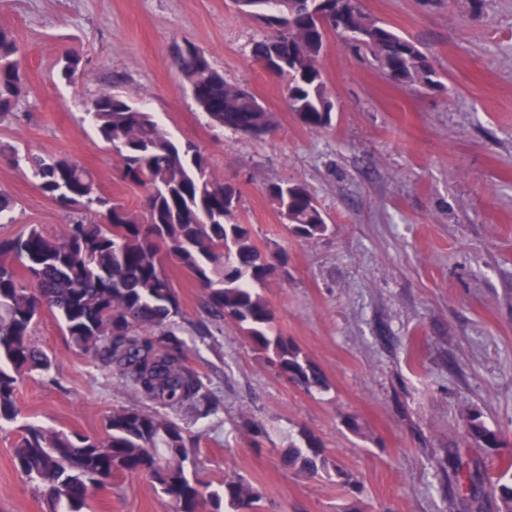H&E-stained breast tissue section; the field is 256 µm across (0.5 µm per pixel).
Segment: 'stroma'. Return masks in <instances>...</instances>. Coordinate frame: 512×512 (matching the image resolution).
Wrapping results in <instances>:
<instances>
[{
  "label": "stroma",
  "instance_id": "obj_1",
  "mask_svg": "<svg viewBox=\"0 0 512 512\" xmlns=\"http://www.w3.org/2000/svg\"><path fill=\"white\" fill-rule=\"evenodd\" d=\"M369 16L414 41L444 84L396 85L367 57L329 35L320 61L333 94L332 125L311 130L285 103L284 81L251 56L265 29L231 0H0V29L22 48L25 90L0 141L20 154L67 156L93 170L102 191L138 206L117 154L87 114L102 93L132 98L183 142L210 174L241 193L238 217L262 249L287 262L263 294L274 331L324 373L313 394L289 384L231 322L214 320L202 286L174 263L166 272L184 314L191 364L221 401L218 415L190 423L201 434L200 475L219 485L240 476L261 492L262 512H470L450 492L448 460L463 449L467 414L500 431L512 461V0H362ZM193 43L227 82L248 86L274 112V135L255 139L210 123L174 63ZM82 68L57 77L65 51ZM303 183L329 232L287 233L267 184ZM0 189L16 203L0 237L37 224L63 231L72 215L44 194L29 169L0 159ZM56 383L26 379L22 417L90 436L113 408L134 404L90 357L72 351L51 313L34 328ZM262 423L260 447L246 424ZM306 429L363 485L283 463L289 434ZM19 438L0 428V512H42L13 465ZM95 512H172L148 479L115 478Z\"/></svg>",
  "mask_w": 512,
  "mask_h": 512
}]
</instances>
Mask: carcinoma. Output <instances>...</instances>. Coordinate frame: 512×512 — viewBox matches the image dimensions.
I'll use <instances>...</instances> for the list:
<instances>
[{
  "label": "carcinoma",
  "instance_id": "cac0c4a2",
  "mask_svg": "<svg viewBox=\"0 0 512 512\" xmlns=\"http://www.w3.org/2000/svg\"><path fill=\"white\" fill-rule=\"evenodd\" d=\"M232 3L266 28L252 57L285 81L290 109L309 129L332 124L334 104L319 65L330 33L369 55L398 85L441 86L420 48L367 15L360 0ZM175 63L211 122L250 137L275 130L273 112L248 88L227 82L195 45L179 48ZM81 65L77 52H65L59 79L71 82ZM23 91L21 47L1 29L0 121L14 115ZM90 118L99 140L120 157L122 179L144 195L131 208L104 194L95 174L69 157L27 159L42 191L77 218L57 235L31 224L14 237H0V425L20 416L24 377L38 372L54 382L52 359L33 339L45 310L59 320L69 347L93 358L138 403L113 409L99 438L37 423L21 426L13 448L16 469L45 512H92L91 491L112 485L118 474L148 477L175 512H260L262 496L250 482L226 478L213 489L196 477L202 435L191 433L185 420L214 415L219 405L204 375L188 364L183 311L164 266L176 262L186 269L204 287L211 316L236 324L269 353L287 382L321 392L327 389L323 373L273 333V310L259 292L286 254L256 244L252 225L237 217L235 186L213 181L207 157L174 139L142 106L104 93L93 101ZM265 193L292 236L311 239L329 231L304 184L280 180ZM463 431L466 441L487 451L506 445L478 413L467 415ZM300 438L290 444L288 467L310 476L329 472L321 440L311 432ZM453 476L467 490L468 508L512 512L511 463L490 477L480 461L459 458Z\"/></svg>",
  "mask_w": 512,
  "mask_h": 512
}]
</instances>
